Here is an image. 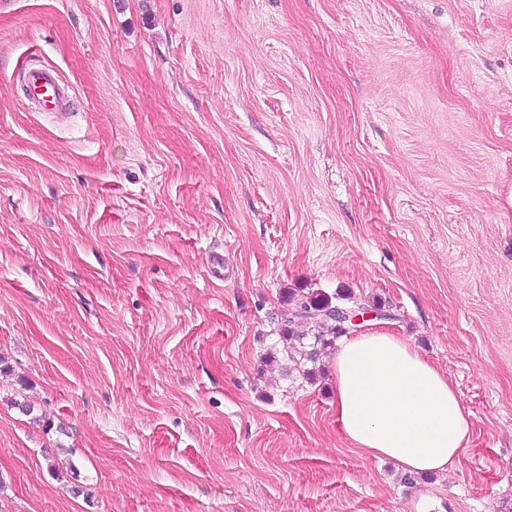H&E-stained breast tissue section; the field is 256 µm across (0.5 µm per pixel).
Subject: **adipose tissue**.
Here are the masks:
<instances>
[{
    "mask_svg": "<svg viewBox=\"0 0 512 512\" xmlns=\"http://www.w3.org/2000/svg\"><path fill=\"white\" fill-rule=\"evenodd\" d=\"M334 377L336 414L357 452L427 473L445 470L465 447L471 414L455 385L405 340L380 332L345 339Z\"/></svg>",
    "mask_w": 512,
    "mask_h": 512,
    "instance_id": "obj_1",
    "label": "adipose tissue"
}]
</instances>
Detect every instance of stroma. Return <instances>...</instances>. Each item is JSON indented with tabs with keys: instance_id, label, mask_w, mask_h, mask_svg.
<instances>
[{
	"instance_id": "35a3bbf8",
	"label": "stroma",
	"mask_w": 512,
	"mask_h": 512,
	"mask_svg": "<svg viewBox=\"0 0 512 512\" xmlns=\"http://www.w3.org/2000/svg\"><path fill=\"white\" fill-rule=\"evenodd\" d=\"M339 290L456 383L445 471L269 362ZM0 512H512V0H7ZM26 82L28 98L37 103L43 111L57 117H64L69 113V89L53 70L31 67L26 72Z\"/></svg>"
}]
</instances>
